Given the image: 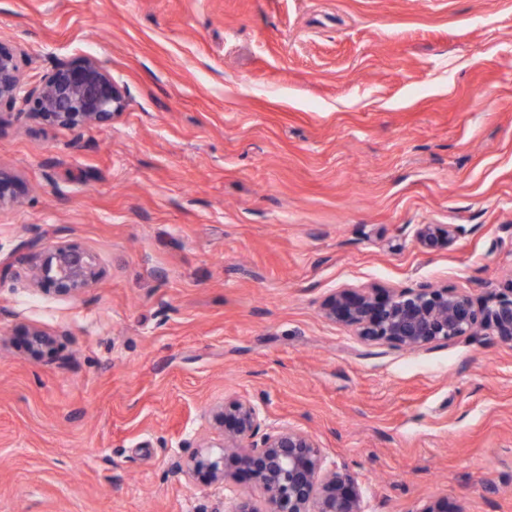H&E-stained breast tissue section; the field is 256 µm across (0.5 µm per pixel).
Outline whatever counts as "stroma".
Wrapping results in <instances>:
<instances>
[{
    "label": "stroma",
    "mask_w": 512,
    "mask_h": 512,
    "mask_svg": "<svg viewBox=\"0 0 512 512\" xmlns=\"http://www.w3.org/2000/svg\"><path fill=\"white\" fill-rule=\"evenodd\" d=\"M0 42L28 86L91 55L126 93L82 130L0 110V512H229L248 479L172 464L239 398L367 512H512V343L368 345L322 311L512 279V0H0ZM422 224L460 232L429 253ZM61 246L99 273L75 295L19 260ZM28 353L33 358H38L44 351L53 344V337L39 328H28L24 335Z\"/></svg>",
    "instance_id": "35a3bbf8"
}]
</instances>
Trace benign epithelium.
<instances>
[{"label": "benign epithelium", "mask_w": 512, "mask_h": 512, "mask_svg": "<svg viewBox=\"0 0 512 512\" xmlns=\"http://www.w3.org/2000/svg\"><path fill=\"white\" fill-rule=\"evenodd\" d=\"M20 98L29 100L43 120L73 129L108 123L125 107L120 86L93 57L62 60L24 91L21 54L0 44V106ZM15 202L13 183L0 172V210ZM457 233L455 224H421L417 241L424 251L438 252L448 249ZM94 278L92 257L76 247L48 250L33 272V282H48L63 294L81 291ZM323 315L378 346L419 349L486 331L512 342V283L479 307L460 290L431 285L395 289L383 297L342 289L325 301ZM24 336L34 358L53 344L39 328L27 329ZM208 414L221 429L222 441H199L186 459L172 464V472L228 487L237 482L225 467L233 459L248 473L261 501L238 496L230 512H366L354 478L327 466L321 446L306 431L293 426L261 431L264 418L248 399L228 401Z\"/></svg>", "instance_id": "obj_1"}]
</instances>
